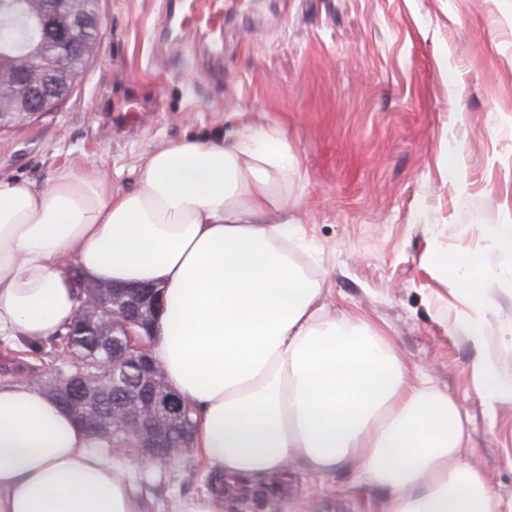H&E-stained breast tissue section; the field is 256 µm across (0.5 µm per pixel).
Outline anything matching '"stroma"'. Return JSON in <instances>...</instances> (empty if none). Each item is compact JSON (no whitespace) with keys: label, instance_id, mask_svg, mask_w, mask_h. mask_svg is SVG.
<instances>
[{"label":"stroma","instance_id":"stroma-1","mask_svg":"<svg viewBox=\"0 0 512 512\" xmlns=\"http://www.w3.org/2000/svg\"><path fill=\"white\" fill-rule=\"evenodd\" d=\"M163 2L97 0L93 58L57 108L0 130V180L41 185L70 165L130 190L155 149L280 126L298 161L287 217L330 309L382 327L461 403L462 458L512 501V399L486 404L470 376L486 359L512 379V0H257L228 16L220 81L160 41ZM435 243L497 273L482 347L453 330L466 306L430 260ZM116 462L146 512H175L216 474L179 456ZM268 482L277 512L385 507L352 467L319 476L294 459Z\"/></svg>","mask_w":512,"mask_h":512}]
</instances>
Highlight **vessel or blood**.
Returning a JSON list of instances; mask_svg holds the SVG:
<instances>
[{
  "label": "vessel or blood",
  "instance_id": "b4317fda",
  "mask_svg": "<svg viewBox=\"0 0 512 512\" xmlns=\"http://www.w3.org/2000/svg\"><path fill=\"white\" fill-rule=\"evenodd\" d=\"M234 0H181L178 10L166 12L161 27H175L180 46L193 47L201 57V74L209 78L224 75V23Z\"/></svg>",
  "mask_w": 512,
  "mask_h": 512
}]
</instances>
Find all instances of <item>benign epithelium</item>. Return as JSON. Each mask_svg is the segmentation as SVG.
I'll return each instance as SVG.
<instances>
[{
    "mask_svg": "<svg viewBox=\"0 0 512 512\" xmlns=\"http://www.w3.org/2000/svg\"><path fill=\"white\" fill-rule=\"evenodd\" d=\"M76 0H47L37 26V36L43 42H55L65 47L61 68L64 80L34 73L25 62L0 73V120L45 112L69 93L76 82V61L84 60L89 46L78 37L81 30L99 25V17L76 8ZM87 299L82 301L77 318L87 321V314L112 301V363L118 367L128 360L137 362L141 381L132 400L117 399L112 404V436L131 435L141 455L154 461L171 458L192 447L189 433L191 408L177 393L159 383L160 366L147 346L138 345L131 327L149 330L159 307L158 289L154 286L121 288L104 282L84 285ZM48 388L55 399L73 414L93 436L104 433L94 420L87 418L83 404L95 393L97 382L78 365L62 371Z\"/></svg>",
    "mask_w": 512,
    "mask_h": 512,
    "instance_id": "benign-epithelium-1",
    "label": "benign epithelium"
}]
</instances>
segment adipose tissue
<instances>
[{"label":"adipose tissue","instance_id":"1","mask_svg":"<svg viewBox=\"0 0 512 512\" xmlns=\"http://www.w3.org/2000/svg\"><path fill=\"white\" fill-rule=\"evenodd\" d=\"M284 131L188 139L149 153L136 187L76 167L43 185L0 181V346L32 351L73 322L81 270L152 283L164 310L151 352L193 410L196 454L228 479L358 465L385 512H501L456 399L414 374L387 334L329 311L323 283L288 250L294 224ZM432 262L463 287L457 329L473 345L495 271L472 256ZM0 512H145L111 450L95 446L42 385L0 378Z\"/></svg>","mask_w":512,"mask_h":512}]
</instances>
